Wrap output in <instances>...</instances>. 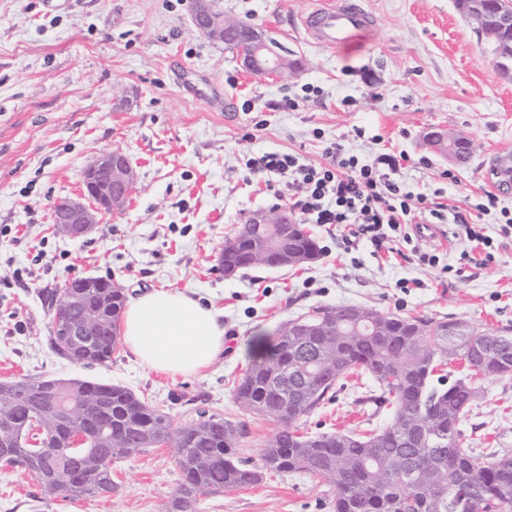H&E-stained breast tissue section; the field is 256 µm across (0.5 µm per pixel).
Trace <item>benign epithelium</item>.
Segmentation results:
<instances>
[{"mask_svg":"<svg viewBox=\"0 0 512 512\" xmlns=\"http://www.w3.org/2000/svg\"><path fill=\"white\" fill-rule=\"evenodd\" d=\"M459 9L473 20L481 35L496 38L499 66L505 72L512 71V9L504 12L492 7L490 0H457ZM196 25L216 40H226L240 31V24L226 23L215 15L210 0H194ZM244 68L263 80H277L288 70V60L273 51L263 37L252 32V46L242 53ZM429 143L441 150H447L453 161L459 154L473 148L470 140L452 137L442 131L432 130L426 134ZM137 181L136 172L123 151L116 149L98 156L84 171L81 190L75 198H63L54 204L51 218L57 231L68 238L77 239L94 230L99 216L123 208ZM296 220L286 210L255 211L245 224L237 230V237L250 241L257 230H264L262 254L266 267L282 269L292 263H300L301 254L291 247L290 233L283 228ZM83 278L71 280L63 289L54 319V335L66 336L75 344H80L85 336H110L112 329L104 326L99 311L109 302L108 288L114 285L110 278L96 279L97 287L103 289L94 303H82L77 292ZM84 306L83 317L71 319L65 311L71 306ZM374 317L363 308H352L345 322L355 327L369 329ZM332 328V320H312L308 316L292 321L291 331L296 336H326ZM48 403L54 412L81 414L84 411V394L67 379H55L48 385Z\"/></svg>","mask_w":512,"mask_h":512,"instance_id":"7a95c632","label":"benign epithelium"}]
</instances>
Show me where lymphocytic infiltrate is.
<instances>
[{
	"instance_id": "obj_1",
	"label": "lymphocytic infiltrate",
	"mask_w": 512,
	"mask_h": 512,
	"mask_svg": "<svg viewBox=\"0 0 512 512\" xmlns=\"http://www.w3.org/2000/svg\"><path fill=\"white\" fill-rule=\"evenodd\" d=\"M324 155L325 164L314 166L290 153L265 152L250 157L246 166L266 183L287 181L297 193L293 206L308 223L349 227L353 236L379 248L391 238L411 242L407 226L423 212L428 223L457 224L468 243L462 260L474 261L479 249L483 262H492L491 242L478 223L468 221L455 207L407 190L401 178L406 155L383 152L364 164L337 142L330 143Z\"/></svg>"
}]
</instances>
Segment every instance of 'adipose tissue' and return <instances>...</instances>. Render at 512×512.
I'll use <instances>...</instances> for the list:
<instances>
[{
    "label": "adipose tissue",
    "instance_id": "adipose-tissue-1",
    "mask_svg": "<svg viewBox=\"0 0 512 512\" xmlns=\"http://www.w3.org/2000/svg\"><path fill=\"white\" fill-rule=\"evenodd\" d=\"M219 312L178 290H153L131 299L123 314L122 335L128 349L146 367L192 375L224 350Z\"/></svg>",
    "mask_w": 512,
    "mask_h": 512
}]
</instances>
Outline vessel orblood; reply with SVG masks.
<instances>
[{"label":"vessel or blood","instance_id":"1","mask_svg":"<svg viewBox=\"0 0 512 512\" xmlns=\"http://www.w3.org/2000/svg\"><path fill=\"white\" fill-rule=\"evenodd\" d=\"M301 25L311 41L332 49L356 46L374 32L373 14L359 0H318Z\"/></svg>","mask_w":512,"mask_h":512}]
</instances>
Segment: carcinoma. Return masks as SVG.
Segmentation results:
<instances>
[{
	"label": "carcinoma",
	"instance_id": "obj_1",
	"mask_svg": "<svg viewBox=\"0 0 512 512\" xmlns=\"http://www.w3.org/2000/svg\"><path fill=\"white\" fill-rule=\"evenodd\" d=\"M294 246L311 261L317 243L303 228L295 230ZM252 242H224V263L239 269L262 265ZM380 332L339 336L288 335V324L276 330L270 344L260 339L263 353L255 357L235 388L243 412L288 422L275 432L254 462L236 453L244 433L240 422L219 414L198 417L176 426L171 418L120 384L77 379L79 388L98 398L86 415L43 413L42 390L47 378L0 382V440L22 432L20 445L0 448V466L23 468L48 496L69 499L112 495V469L94 458V449L112 447L116 460L148 448L174 449L181 479L168 497L164 512H195L198 500L224 491L246 489L264 476L306 473L334 489L333 512H512V456L486 460L475 454L463 434L477 388L472 371L450 385L436 375L450 355L469 358L477 343L483 368L495 371L512 363V332L508 330L444 336L448 321L377 312ZM119 336H89L82 355L86 365L112 361ZM331 367L311 378L303 369L320 355ZM349 375L372 381L371 400L391 408L389 423L362 432L300 431L297 422L317 409ZM288 394V415L279 414L281 394ZM100 421L81 447H72L67 431ZM88 457L86 467L74 463Z\"/></svg>",
	"mask_w": 512,
	"mask_h": 512
}]
</instances>
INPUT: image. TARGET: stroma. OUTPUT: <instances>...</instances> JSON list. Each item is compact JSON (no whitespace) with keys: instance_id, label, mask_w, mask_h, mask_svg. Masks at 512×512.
<instances>
[{"instance_id":"obj_1","label":"stroma","mask_w":512,"mask_h":512,"mask_svg":"<svg viewBox=\"0 0 512 512\" xmlns=\"http://www.w3.org/2000/svg\"><path fill=\"white\" fill-rule=\"evenodd\" d=\"M311 2L215 0L297 63L272 83L244 73L236 52L195 28L192 0H65L51 12L42 0H0V382L76 377L126 386L176 424L202 410L241 418L247 433L238 449L254 460L277 424L242 418L234 389L253 343L280 324L320 306L359 305L512 330V238L499 232L502 210L512 211V181L494 190L486 177L491 159L512 151V73L456 0H366L373 37L347 50L307 39L301 19ZM175 62L195 85L220 84L241 110L217 111L179 88ZM306 83L319 95L282 108ZM432 126L473 142L470 166L426 143ZM336 141L365 163L386 148L405 153L409 190H442L463 210L494 192L497 206L481 220L493 261L463 263L465 242L453 224L380 251L344 244L339 226L311 224L323 249L316 263L225 278L218 253L237 226L255 211L289 206L287 183L266 184L247 159L281 151L320 163ZM116 148L138 175L125 209L84 238L58 235L54 203L75 196L85 167ZM422 252L437 255L438 266L422 264ZM82 276L112 278L132 297L160 289L203 297L221 314L223 354L187 377L147 369L123 344L105 366L60 357L49 299ZM476 385L465 436L478 455L512 456V378ZM390 417L350 378L299 425L357 431ZM180 478L167 447L115 462L107 498H47L23 468L0 467V512H160ZM333 498L308 474H270L255 487L202 497L196 512H333Z\"/></svg>"}]
</instances>
